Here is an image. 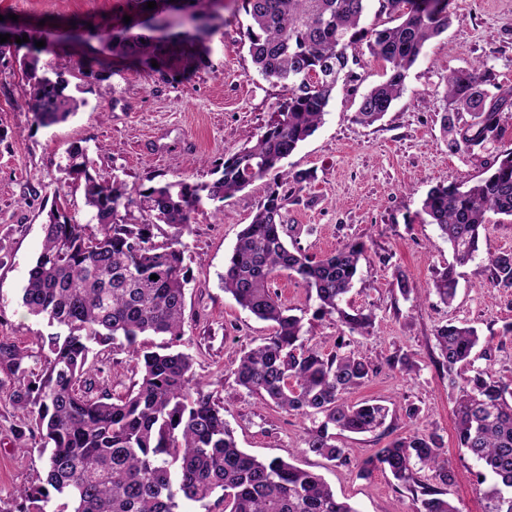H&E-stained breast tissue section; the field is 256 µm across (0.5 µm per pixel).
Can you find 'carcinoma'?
Instances as JSON below:
<instances>
[{"instance_id": "cac0c4a2", "label": "carcinoma", "mask_w": 512, "mask_h": 512, "mask_svg": "<svg viewBox=\"0 0 512 512\" xmlns=\"http://www.w3.org/2000/svg\"><path fill=\"white\" fill-rule=\"evenodd\" d=\"M161 2V10H142L140 32L114 26L106 33L112 55L150 68L159 52L179 47L202 61L213 34L207 20L224 0ZM240 2L250 18L244 37L256 71L283 84L288 95L256 139L215 166L213 182L158 183L134 200L119 181L91 174L84 148L68 153L66 170L82 187L96 226L73 220L59 207L43 224V247L22 294L32 315L57 328L38 338L40 366H30V355L15 344L0 341V373L24 380L8 390L0 379V396L32 416L25 429L15 430L18 447L46 454L45 480L18 492L15 512H177L182 504L205 508L215 494L224 512H357L319 475L238 448L224 420V402L195 378L191 354L167 345L150 351L138 343L146 334L172 341L183 335L191 277L181 234L198 203L204 197L222 202L268 175L273 184L240 232L222 276L224 291L274 328L240 359L237 385L309 420L305 451L341 466L354 464L362 476L389 472L416 497L417 512H459L446 498L454 473L437 432L396 437L357 464L336 444L338 430L362 434L384 425L383 405L345 399L376 368L342 336L327 354L308 346L303 318L271 290L284 273L299 279L315 293L314 317L336 318L351 336L369 333L373 315L343 307L366 243L351 240L318 260L288 245L284 201L311 174L285 170L282 162L322 123L338 83L357 80L353 50L359 45L386 63V79L362 95L355 121L381 120L404 93L425 45L448 29V0H377L376 14L389 24L370 28L361 26L370 0ZM39 53L23 55L25 106L48 127L75 115L83 100L67 93L63 74L39 73ZM499 90L492 70L479 64L450 72L441 97L448 150H492L476 180L439 184L423 201L422 210L453 252V262L435 271L430 288L445 304L456 295V268L472 260L487 225L512 218V148L498 147L512 121V98ZM134 208L142 220L134 219ZM162 224L174 232L159 244L155 230ZM490 266L492 287L512 290V251L492 256ZM434 338L439 364L456 392L457 447L484 468L477 483L490 482L489 512H512V384L474 367L480 343L474 327L448 322L435 329ZM114 348L140 368L132 389L117 397L104 386L98 366L99 354ZM426 469L429 480L419 476Z\"/></svg>"}]
</instances>
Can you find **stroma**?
I'll return each instance as SVG.
<instances>
[{"mask_svg":"<svg viewBox=\"0 0 512 512\" xmlns=\"http://www.w3.org/2000/svg\"><path fill=\"white\" fill-rule=\"evenodd\" d=\"M138 11L136 0H0V15H17L16 26L29 41L44 42L42 70L63 74L85 101L65 122L35 124L25 106L20 54L0 55V340L36 360L41 357L37 338L50 328L46 319L29 314L21 296L42 248L46 214L59 201L79 222L90 219L83 191L66 171L70 148H85L91 173L102 180L119 178L132 198L158 182L207 183L214 179V163L260 133L287 95L282 84L256 72L244 36L249 19L230 8L214 13L210 52L188 81L173 79L182 63L176 48L167 49L153 70L118 60L103 75L81 72V62L102 53V31ZM449 11L448 30L426 45L402 96L369 126L355 122V112L362 95L383 81L385 68L360 51L357 81L337 87L316 132L285 161L287 168L312 174L285 203V239L316 258L355 238L367 245L346 301L373 316L370 335L352 336L351 346L378 372L347 399L375 400L389 413L381 428L342 434L338 445L362 460L396 436L438 432L456 474L449 499L460 512H489L476 484L479 464L455 446L448 374L438 364L434 332L450 321L475 327L488 350L476 366L512 381V342L501 339L504 326L512 323V293H493L490 285L491 256L512 251V221L489 225L474 259L459 266L457 294L446 305L426 290L434 272L451 262L452 252L421 204L432 187L471 181L481 172L474 156L449 152L440 129L439 94L449 71L479 63L512 91V0H450ZM73 28L81 29L82 41L57 44V34ZM269 185V179L257 180L224 200L219 221L213 217L218 204L203 201L185 229L191 282L176 347L192 355L196 376L223 398L224 418L243 451L320 475L357 512H416L417 501L389 472L376 469L363 476L357 468L305 452L308 420L286 414L235 381L240 357L270 336L272 326L225 293L220 277L238 233L251 222ZM397 268L406 274L409 295H402L393 279ZM272 289L303 317L309 346L333 351L344 328L332 318H313L314 294L285 275ZM404 353L412 371L388 367L390 356ZM103 360L112 394H125L138 381L125 351L113 349ZM410 403L420 409L413 420L405 415ZM27 421L26 411L0 401V512H12L17 488L40 484L44 477L38 449L16 445L14 431Z\"/></svg>","mask_w":512,"mask_h":512,"instance_id":"stroma-1","label":"stroma"}]
</instances>
